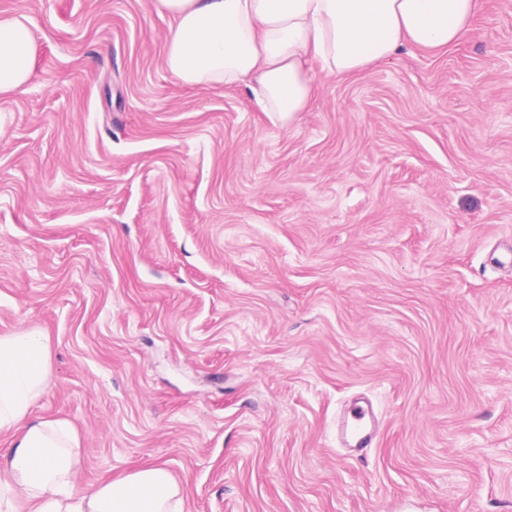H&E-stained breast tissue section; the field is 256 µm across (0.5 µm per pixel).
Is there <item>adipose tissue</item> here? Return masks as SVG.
Masks as SVG:
<instances>
[{"label":"adipose tissue","instance_id":"1","mask_svg":"<svg viewBox=\"0 0 512 512\" xmlns=\"http://www.w3.org/2000/svg\"><path fill=\"white\" fill-rule=\"evenodd\" d=\"M174 25L165 65L192 87L246 84L274 124L307 111L314 74L352 76L405 49L448 50L468 37L479 0H151ZM37 52L19 15H0V97L21 93ZM51 339L0 336V512H183L181 488L148 464L78 487V435L34 416L51 374Z\"/></svg>","mask_w":512,"mask_h":512}]
</instances>
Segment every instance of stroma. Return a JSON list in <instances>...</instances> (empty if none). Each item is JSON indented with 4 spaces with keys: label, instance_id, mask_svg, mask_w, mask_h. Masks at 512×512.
I'll return each instance as SVG.
<instances>
[{
    "label": "stroma",
    "instance_id": "stroma-1",
    "mask_svg": "<svg viewBox=\"0 0 512 512\" xmlns=\"http://www.w3.org/2000/svg\"><path fill=\"white\" fill-rule=\"evenodd\" d=\"M315 77L288 129L189 87L151 0H0V336L53 341L33 413L81 483L160 463L185 512H512V0ZM377 444L336 440L357 396ZM36 52V40L26 19L0 15V97L24 90L33 73Z\"/></svg>",
    "mask_w": 512,
    "mask_h": 512
}]
</instances>
